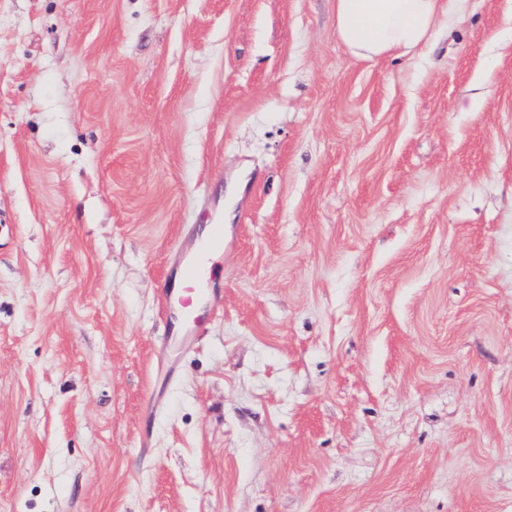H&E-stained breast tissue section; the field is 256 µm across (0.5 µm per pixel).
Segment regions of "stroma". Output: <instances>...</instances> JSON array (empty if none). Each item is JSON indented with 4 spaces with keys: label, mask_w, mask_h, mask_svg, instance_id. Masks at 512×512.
Listing matches in <instances>:
<instances>
[{
    "label": "stroma",
    "mask_w": 512,
    "mask_h": 512,
    "mask_svg": "<svg viewBox=\"0 0 512 512\" xmlns=\"http://www.w3.org/2000/svg\"><path fill=\"white\" fill-rule=\"evenodd\" d=\"M0 512H512V0H0ZM466 0H336V31L365 59L422 51ZM213 277L211 268L192 258L182 269L178 280L171 279L164 284L162 299L165 309L178 318L176 323L173 322L171 340L174 346H184L200 334L205 311L215 301V289L207 288ZM218 309V304L210 307L211 312Z\"/></svg>",
    "instance_id": "1"
}]
</instances>
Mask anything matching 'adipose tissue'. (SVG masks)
I'll use <instances>...</instances> for the list:
<instances>
[{
  "label": "adipose tissue",
  "mask_w": 512,
  "mask_h": 512,
  "mask_svg": "<svg viewBox=\"0 0 512 512\" xmlns=\"http://www.w3.org/2000/svg\"><path fill=\"white\" fill-rule=\"evenodd\" d=\"M465 0H336V31L352 54L372 59L421 51Z\"/></svg>",
  "instance_id": "ef3b65f1"
}]
</instances>
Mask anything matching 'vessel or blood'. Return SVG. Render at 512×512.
<instances>
[{
  "label": "vessel or blood",
  "mask_w": 512,
  "mask_h": 512,
  "mask_svg": "<svg viewBox=\"0 0 512 512\" xmlns=\"http://www.w3.org/2000/svg\"><path fill=\"white\" fill-rule=\"evenodd\" d=\"M212 279V269L193 260L182 269L179 278L164 284L165 309L177 317L173 325V345H185L200 334L204 314L215 301V291L209 286Z\"/></svg>",
  "instance_id": "vessel-or-blood-1"
}]
</instances>
